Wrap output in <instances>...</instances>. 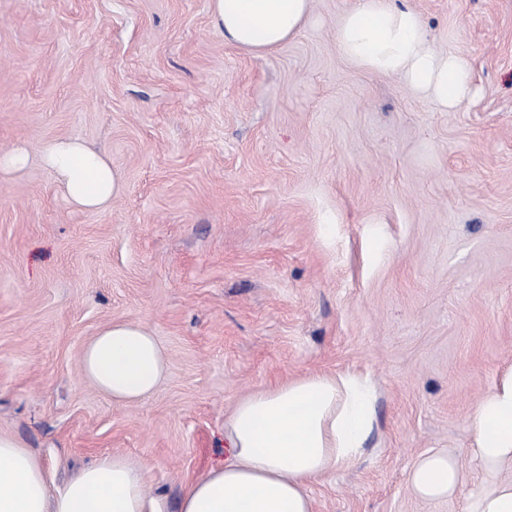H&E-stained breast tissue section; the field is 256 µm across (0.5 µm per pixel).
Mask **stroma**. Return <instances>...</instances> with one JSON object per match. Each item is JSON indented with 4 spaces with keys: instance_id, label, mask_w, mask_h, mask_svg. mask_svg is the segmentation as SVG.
I'll return each mask as SVG.
<instances>
[{
    "instance_id": "stroma-1",
    "label": "stroma",
    "mask_w": 512,
    "mask_h": 512,
    "mask_svg": "<svg viewBox=\"0 0 512 512\" xmlns=\"http://www.w3.org/2000/svg\"><path fill=\"white\" fill-rule=\"evenodd\" d=\"M353 0L257 57L208 0H0V150L106 152L124 190L71 206L38 162L0 178V432L54 486L107 454L175 500L224 459L244 397L309 373L376 386L361 462L316 512H463L411 492L417 455L485 486L468 419L512 366V0H405L476 97L444 111L336 50ZM145 325L167 378L118 404L81 375L105 323Z\"/></svg>"
}]
</instances>
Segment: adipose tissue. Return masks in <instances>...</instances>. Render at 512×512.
<instances>
[{
	"label": "adipose tissue",
	"mask_w": 512,
	"mask_h": 512,
	"mask_svg": "<svg viewBox=\"0 0 512 512\" xmlns=\"http://www.w3.org/2000/svg\"><path fill=\"white\" fill-rule=\"evenodd\" d=\"M215 29L255 56L299 34L313 0H209ZM336 49L353 65L394 76L443 109L473 92L468 62L440 52L419 13L396 0H355L336 26ZM41 164L68 202L82 210L108 208L123 190L105 154L75 139L48 143ZM164 346L144 325L115 319L85 345L81 372L112 402L139 403L167 375ZM472 456L492 482L466 499L465 512H512V368L503 372L469 416ZM375 428V390L355 374L300 376L243 398L224 421L229 455L187 484L177 501L149 494L140 466L104 455L53 487L26 445L0 432V512H315L312 479L357 464ZM413 494L426 502L463 488L459 460L444 452L418 456L408 470Z\"/></svg>",
	"instance_id": "1"
}]
</instances>
